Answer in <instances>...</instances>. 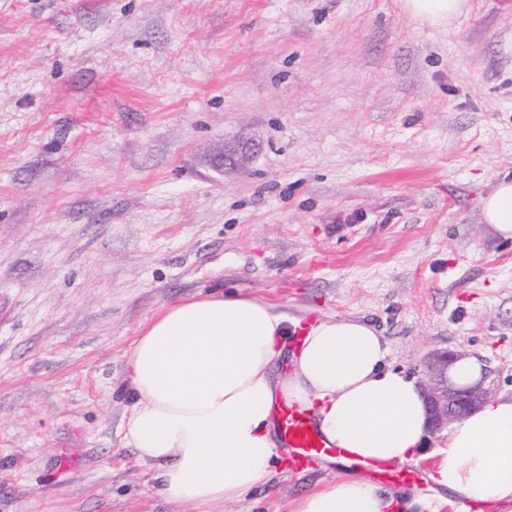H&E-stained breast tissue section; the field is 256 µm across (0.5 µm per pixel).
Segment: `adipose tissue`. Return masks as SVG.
<instances>
[{"mask_svg":"<svg viewBox=\"0 0 512 512\" xmlns=\"http://www.w3.org/2000/svg\"><path fill=\"white\" fill-rule=\"evenodd\" d=\"M482 221L512 238V179L484 197ZM294 349H287V341ZM378 330L359 318L302 322L261 298L197 293L142 328L125 364L131 405L124 439L158 467L161 489L199 512L263 483L280 443L273 410L305 407L345 477L303 497L294 512H455L461 500H512V397L452 424L434 451L431 493L384 489L353 463L419 464L428 409L415 378L394 368Z\"/></svg>","mask_w":512,"mask_h":512,"instance_id":"obj_1","label":"adipose tissue"}]
</instances>
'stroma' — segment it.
Listing matches in <instances>:
<instances>
[{"mask_svg": "<svg viewBox=\"0 0 512 512\" xmlns=\"http://www.w3.org/2000/svg\"><path fill=\"white\" fill-rule=\"evenodd\" d=\"M466 2L0 0V512H197L122 438L134 340L200 292L365 319L418 378L463 350L512 395V239L481 222L512 0ZM343 474L280 459L224 512ZM404 9L415 19L430 25H445L461 13L464 0H402Z\"/></svg>", "mask_w": 512, "mask_h": 512, "instance_id": "35a3bbf8", "label": "stroma"}]
</instances>
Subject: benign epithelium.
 Masks as SVG:
<instances>
[{"label":"benign epithelium","mask_w":512,"mask_h":512,"mask_svg":"<svg viewBox=\"0 0 512 512\" xmlns=\"http://www.w3.org/2000/svg\"><path fill=\"white\" fill-rule=\"evenodd\" d=\"M246 157L247 148L226 146L221 162L224 165L239 166ZM464 357L465 354L462 352L436 355L428 367L423 387L429 409V430L432 434L448 427L490 399L492 388L483 381L465 389L457 388L448 382V367Z\"/></svg>","instance_id":"benign-epithelium-1"}]
</instances>
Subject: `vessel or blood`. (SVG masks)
Returning a JSON list of instances; mask_svg holds the SVG:
<instances>
[{
    "mask_svg": "<svg viewBox=\"0 0 512 512\" xmlns=\"http://www.w3.org/2000/svg\"><path fill=\"white\" fill-rule=\"evenodd\" d=\"M275 420L282 442L291 451L295 463L303 465L331 455V448L318 434L305 409L280 401L275 409Z\"/></svg>",
    "mask_w": 512,
    "mask_h": 512,
    "instance_id": "obj_1",
    "label": "vessel or blood"
}]
</instances>
